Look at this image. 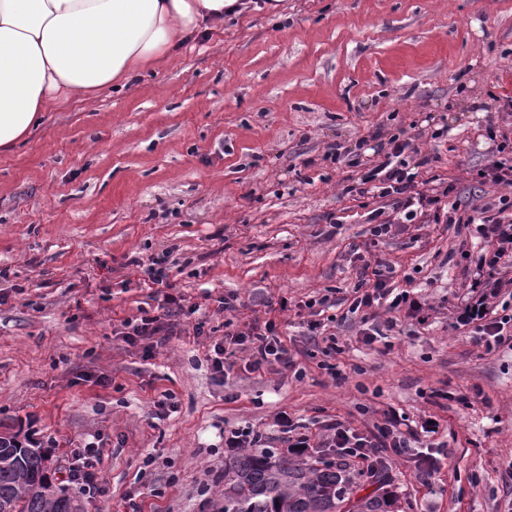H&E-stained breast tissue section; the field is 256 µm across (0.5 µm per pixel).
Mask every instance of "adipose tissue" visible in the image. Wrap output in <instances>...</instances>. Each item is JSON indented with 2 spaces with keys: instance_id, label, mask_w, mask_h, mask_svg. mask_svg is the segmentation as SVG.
<instances>
[{
  "instance_id": "ef3b65f1",
  "label": "adipose tissue",
  "mask_w": 512,
  "mask_h": 512,
  "mask_svg": "<svg viewBox=\"0 0 512 512\" xmlns=\"http://www.w3.org/2000/svg\"><path fill=\"white\" fill-rule=\"evenodd\" d=\"M245 0H0V154L55 104L89 101L223 29Z\"/></svg>"
}]
</instances>
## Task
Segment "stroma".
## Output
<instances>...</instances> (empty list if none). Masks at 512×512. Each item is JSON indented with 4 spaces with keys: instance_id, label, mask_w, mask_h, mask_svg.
Segmentation results:
<instances>
[{
    "instance_id": "1",
    "label": "stroma",
    "mask_w": 512,
    "mask_h": 512,
    "mask_svg": "<svg viewBox=\"0 0 512 512\" xmlns=\"http://www.w3.org/2000/svg\"><path fill=\"white\" fill-rule=\"evenodd\" d=\"M281 12H246L130 87L51 108L0 155V432L40 441L81 512H213L230 432L332 457L327 425L367 434L393 416L418 431L384 454L402 512H512V341L486 346L463 319L484 240L472 224L396 223L391 199L342 192L368 172L363 137L403 130L431 159L423 189H449L460 215L512 197L479 176L488 123L512 140V0ZM335 143L363 165L325 160ZM374 212L391 234L373 236ZM161 255L194 312L148 354L121 323L156 307L141 266ZM379 260L416 307L350 312L360 268ZM230 318L275 319L293 369L216 368ZM313 321L337 339L333 369ZM95 436L92 496L67 473Z\"/></svg>"
}]
</instances>
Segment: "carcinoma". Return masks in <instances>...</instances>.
Returning <instances> with one entry per match:
<instances>
[{"label": "carcinoma", "mask_w": 512, "mask_h": 512, "mask_svg": "<svg viewBox=\"0 0 512 512\" xmlns=\"http://www.w3.org/2000/svg\"><path fill=\"white\" fill-rule=\"evenodd\" d=\"M38 448L0 447V512H77L46 479ZM361 472L321 455L292 459L276 448H244L224 461V497L215 512H398L394 492L361 494Z\"/></svg>", "instance_id": "cac0c4a2"}]
</instances>
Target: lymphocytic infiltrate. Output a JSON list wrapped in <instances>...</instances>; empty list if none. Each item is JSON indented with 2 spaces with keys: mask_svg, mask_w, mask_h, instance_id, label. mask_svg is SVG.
<instances>
[{
  "mask_svg": "<svg viewBox=\"0 0 512 512\" xmlns=\"http://www.w3.org/2000/svg\"><path fill=\"white\" fill-rule=\"evenodd\" d=\"M379 155L380 160L370 169L368 179L374 184V192L383 197H392L394 209L402 223L419 221L426 224L443 220L450 224L456 223L455 213L445 216L437 213L439 196L419 190V170L428 165L430 159L419 156L412 137L403 132L391 135L386 149L380 150ZM500 204L499 213L489 215L481 210L466 217L467 223L476 225L478 233L487 244L475 265L474 285L481 288L482 293L474 306L480 309V317L485 321L483 335L496 343L502 340L507 320L495 313L490 303V293L504 285L499 276L500 269L512 265V219L507 216L508 210L512 209V200L504 198ZM357 291L358 295L353 301V307L357 310H370L386 302L395 308L409 299L408 291L394 292L388 276L379 269L373 270L371 278L361 279ZM186 315L182 298L167 293L158 304L156 312L141 311L139 316L124 321L123 326L128 338L134 342H145V350L150 353L164 345L168 337L177 334ZM231 345L247 353L245 369L249 372L270 369L277 364L288 368L293 362L277 323L271 319L261 323L254 321L240 329H225L224 339L215 343L214 352L220 356L226 355ZM330 430L328 447L364 458L375 455L382 448L401 452L415 435L414 430H400L395 420L386 421L375 437L358 434L339 423L331 425ZM71 455L73 463L68 470L70 482L88 492L95 490L101 463L98 445L85 443L72 449Z\"/></svg>",
  "mask_w": 512,
  "mask_h": 512,
  "instance_id": "1",
  "label": "lymphocytic infiltrate"
}]
</instances>
